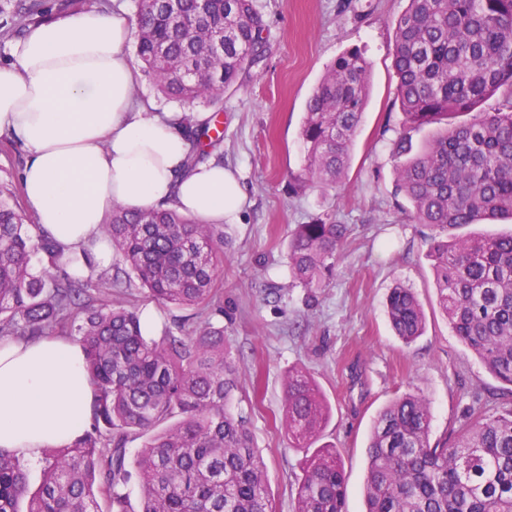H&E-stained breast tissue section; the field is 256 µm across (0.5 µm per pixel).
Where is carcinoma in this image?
Here are the masks:
<instances>
[{"instance_id":"carcinoma-1","label":"carcinoma","mask_w":512,"mask_h":512,"mask_svg":"<svg viewBox=\"0 0 512 512\" xmlns=\"http://www.w3.org/2000/svg\"><path fill=\"white\" fill-rule=\"evenodd\" d=\"M392 21L396 99L405 116L392 142L397 190L412 218L430 227L427 256L452 333L502 384L512 387V233L450 241L453 226L512 218V0H406ZM41 0H15L12 16L41 17ZM137 54L158 95L223 110L224 90L268 50L258 0H137ZM370 63L360 49L329 66L306 104L300 182L334 189L346 178L368 98ZM502 94L503 107L479 112ZM474 114L454 126L448 120ZM429 126L423 144L414 134ZM0 184V340L55 331L75 335L95 387L88 428L75 443L48 448L30 491L21 456L0 449V512H129V436L145 437L135 464L141 512H274L264 463L246 421L231 410L239 389L224 328L184 325L158 339L144 335L138 312L90 293L91 281L36 271L54 267L52 237L35 240ZM103 232L125 264L111 286L137 279L159 303L194 307L213 297L220 259L214 225L174 211L130 213L112 206ZM344 224H300L286 255L293 279L310 295L327 287ZM391 326L410 345L425 316L414 293L393 288ZM327 401L303 368L288 373L282 423L304 451L292 512H345L340 453L319 446ZM431 410L409 392L374 420L368 444L365 512H512V407L477 412L430 443Z\"/></svg>"}]
</instances>
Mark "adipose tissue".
I'll return each mask as SVG.
<instances>
[{
	"label": "adipose tissue",
	"instance_id": "obj_1",
	"mask_svg": "<svg viewBox=\"0 0 512 512\" xmlns=\"http://www.w3.org/2000/svg\"><path fill=\"white\" fill-rule=\"evenodd\" d=\"M135 22L125 6L58 14L30 26L0 64V136L22 145L21 173L35 216L31 236H51L64 261L112 264L101 232L120 203L172 207L201 224L223 223L245 194L218 157L195 168L183 112H153L133 90ZM95 392L80 344L64 336L0 341V448L38 459L72 445Z\"/></svg>",
	"mask_w": 512,
	"mask_h": 512
}]
</instances>
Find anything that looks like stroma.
Wrapping results in <instances>:
<instances>
[{
    "mask_svg": "<svg viewBox=\"0 0 512 512\" xmlns=\"http://www.w3.org/2000/svg\"><path fill=\"white\" fill-rule=\"evenodd\" d=\"M269 31L264 59L242 85L226 90L217 118L225 167L246 195L240 213L218 225L225 260L215 295L205 304L164 306L133 287L113 301L153 310L160 329L208 321L224 329L241 387L232 404L265 462L276 512H291L302 477L298 449L282 425L289 370L306 369L330 408L321 440L340 451L347 512H364L367 436L378 412L396 396L422 393L432 412L431 442L449 437L469 410L512 404L480 360L452 335L437 303L435 272L395 192L392 141L404 121L395 96L392 19L406 0H259ZM357 48L371 65L370 93L341 187L298 189L303 168L300 128L305 104L329 65ZM324 220L347 225L336 274L309 298L286 263L295 227ZM417 296L423 336L406 345L386 313L392 288Z\"/></svg>",
    "mask_w": 512,
    "mask_h": 512,
    "instance_id": "35a3bbf8",
    "label": "stroma"
}]
</instances>
